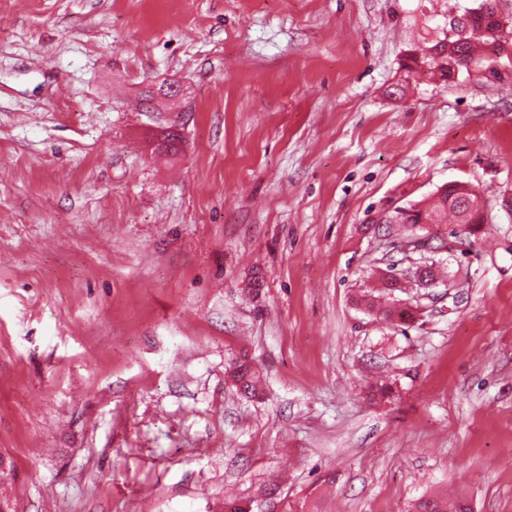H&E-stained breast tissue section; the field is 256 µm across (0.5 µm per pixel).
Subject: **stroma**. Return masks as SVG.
<instances>
[{
    "mask_svg": "<svg viewBox=\"0 0 512 512\" xmlns=\"http://www.w3.org/2000/svg\"><path fill=\"white\" fill-rule=\"evenodd\" d=\"M472 4L0 0L10 512H512V70L403 69ZM451 181L487 222L416 252L386 218ZM180 86L171 80H164L161 83L151 84L146 90V114L153 115L154 112L150 110L152 102L156 100H164L177 96L180 93ZM230 376L240 392L246 397H255L260 374L257 370L245 363H235ZM466 499L458 497L448 502V497L427 498L416 506V512H468Z\"/></svg>",
    "mask_w": 512,
    "mask_h": 512,
    "instance_id": "obj_1",
    "label": "stroma"
}]
</instances>
